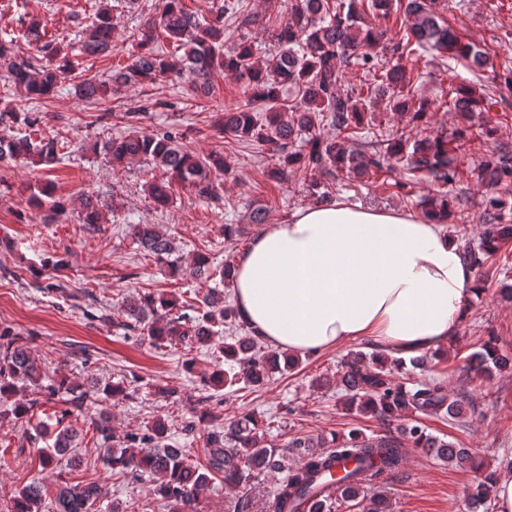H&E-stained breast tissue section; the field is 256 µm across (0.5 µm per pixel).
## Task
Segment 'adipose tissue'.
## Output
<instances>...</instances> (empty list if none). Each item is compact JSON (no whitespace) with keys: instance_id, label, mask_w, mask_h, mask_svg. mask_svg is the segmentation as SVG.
<instances>
[{"instance_id":"ef3b65f1","label":"adipose tissue","mask_w":512,"mask_h":512,"mask_svg":"<svg viewBox=\"0 0 512 512\" xmlns=\"http://www.w3.org/2000/svg\"><path fill=\"white\" fill-rule=\"evenodd\" d=\"M231 288L240 315L280 351L368 338L406 358L445 352L475 275L435 219L337 201L268 225L239 255Z\"/></svg>"}]
</instances>
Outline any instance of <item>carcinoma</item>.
Returning <instances> with one entry per match:
<instances>
[{"instance_id":"cac0c4a2","label":"carcinoma","mask_w":512,"mask_h":512,"mask_svg":"<svg viewBox=\"0 0 512 512\" xmlns=\"http://www.w3.org/2000/svg\"><path fill=\"white\" fill-rule=\"evenodd\" d=\"M437 0H292L288 15L271 31L275 53L264 58L255 54L243 40L228 48L224 43V22L246 27L255 16L244 13L242 0H223L208 9L206 18L185 8L183 0H164L160 14L144 21L137 30V43L130 61L104 79H83L76 85L79 98L98 102L112 86L154 83L161 79H188L194 93L210 94L212 76L224 72L244 82V101L224 108L217 131L227 141L251 140L274 146L282 155L283 166L272 176L286 181L292 173L322 174L336 181L340 175H384L398 189L420 175L443 186L461 178L460 166L472 143L490 140L496 127L486 113L498 100L478 94L470 86L459 84L451 90L449 111L456 114L452 130L419 137L427 124L431 103L414 96L411 74L401 60L411 56L414 45L428 46L445 56L461 61L472 69L489 65L488 53L464 38L435 10ZM92 22L82 29L76 49L86 59L97 58L112 49V6L107 0L89 4ZM403 14L405 30L388 48L398 63L392 67L380 63L371 49L385 45L387 30L365 24L362 14L378 12L384 18L392 11ZM23 37L35 44L36 54L14 52V30L0 28V82L24 90L27 100L40 101L56 92L64 75L75 73L70 57L64 53L47 24L35 20L25 28ZM175 44L179 54L162 53L158 43ZM354 65L374 77L371 84L350 93L341 90L345 68ZM287 85L297 88L293 103L280 98ZM384 102L390 111L405 119L395 136L363 149L362 130L369 125V110ZM24 124L31 129L37 119L25 107L0 111V124ZM336 130L327 136L324 127ZM303 148L294 151L295 140ZM64 146L51 137L0 138V162H27L50 165L60 159ZM102 154L112 165L145 159L163 170L164 179L148 185L149 195L159 207L170 202L175 183L197 189L199 198L208 202L219 198L211 180L215 169L228 170L220 155L201 157L182 145L180 133L168 128L146 134L131 131L102 145ZM479 177L490 189L485 202L483 232L476 243L463 247V258L476 273L478 289H484L483 270L505 249L512 247V224L506 212L512 210V150L495 147L478 165ZM31 212L45 209L61 212L65 201L55 196L49 183L30 187ZM424 213L451 222L454 211L448 193L434 194L420 202ZM80 220L84 224L102 223V205L98 196L82 198ZM131 238L157 262L167 266L173 276L182 272L175 257L177 244L156 224L127 221ZM234 264L212 266L209 255L199 252L193 258L192 274L205 281L220 277L232 281ZM125 319L115 327L124 335L139 333L161 347L175 341L191 353L210 345L217 328L226 326L233 335L214 354V367L203 376L202 389H255L276 372L298 367L299 358L276 349H264L261 340L235 307L224 303V292L212 288L192 300L182 301L174 294H121ZM469 369L483 376L499 371L512 360L499 354L493 340L468 357ZM402 358L351 352L340 362L338 386L346 396L349 409L383 419L410 417L414 425L399 434L367 436L352 430L332 439L294 436L278 447L268 441L265 427L252 412H239L224 422L221 432L208 431L206 413L188 408L180 421V431L202 441L205 463L189 460L188 449L167 443L168 424L158 418L146 432L116 434L109 413L97 406L109 400L132 397L124 383L107 384L93 392L79 390L66 378L49 375L32 353L29 339L5 329L0 332V399L18 392V383L30 388V397L16 400L0 410L4 421L21 422L41 406L70 396V407L61 411L53 431L52 446L40 449L43 469L54 470L67 456L79 436L75 422L88 419L95 427L100 460L112 473L139 481L153 479L152 493L166 512H197L201 497L211 490V482L222 478L224 488L247 486L263 474L281 473L265 505V512H333L336 500H354L364 489L360 475L368 468L394 472L401 466L407 448L414 447L461 469L480 471L481 464L465 448L427 431L422 419L431 416L459 419L465 412L462 401L448 394V384L440 378L397 381L395 372L405 368ZM298 463L288 464V454ZM492 475L475 484L469 496L472 512H489ZM47 489L40 480L25 485L13 497L12 512H98L105 488L96 483L59 484L56 495L46 500Z\"/></svg>"}]
</instances>
